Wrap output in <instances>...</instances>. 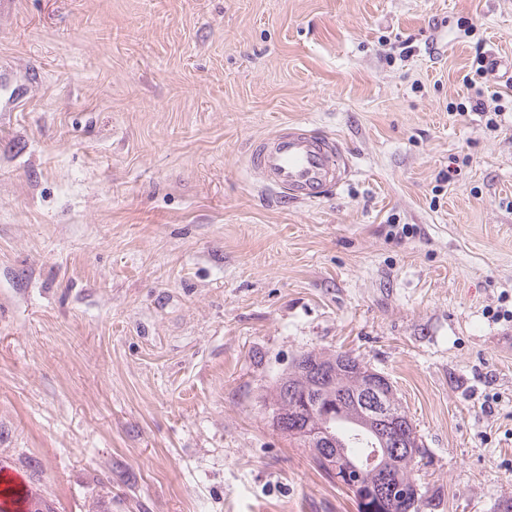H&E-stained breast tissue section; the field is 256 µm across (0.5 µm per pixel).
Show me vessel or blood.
I'll return each mask as SVG.
<instances>
[{
  "label": "vessel or blood",
  "instance_id": "obj_1",
  "mask_svg": "<svg viewBox=\"0 0 512 512\" xmlns=\"http://www.w3.org/2000/svg\"><path fill=\"white\" fill-rule=\"evenodd\" d=\"M346 156L340 142L305 125L286 124L252 145L249 166L267 188L294 202H314L346 180Z\"/></svg>",
  "mask_w": 512,
  "mask_h": 512
}]
</instances>
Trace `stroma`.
Masks as SVG:
<instances>
[{"label": "stroma", "instance_id": "1", "mask_svg": "<svg viewBox=\"0 0 512 512\" xmlns=\"http://www.w3.org/2000/svg\"><path fill=\"white\" fill-rule=\"evenodd\" d=\"M289 123L351 158L321 200L247 169ZM504 309L512 0L0 11V467L51 512H356L265 405L310 349L392 382L426 512H505Z\"/></svg>", "mask_w": 512, "mask_h": 512}]
</instances>
